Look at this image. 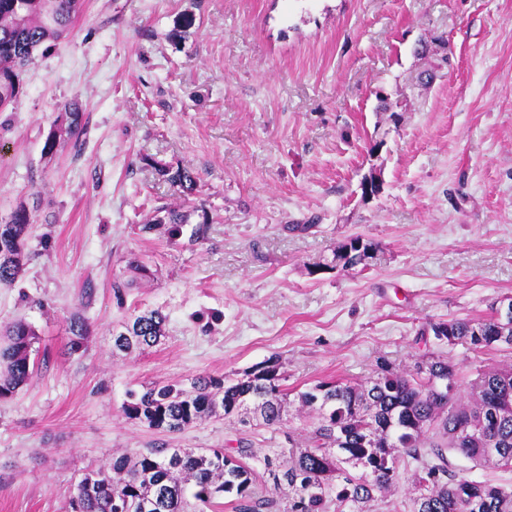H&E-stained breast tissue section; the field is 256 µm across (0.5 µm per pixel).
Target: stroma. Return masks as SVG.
<instances>
[{
  "instance_id": "obj_1",
  "label": "stroma",
  "mask_w": 512,
  "mask_h": 512,
  "mask_svg": "<svg viewBox=\"0 0 512 512\" xmlns=\"http://www.w3.org/2000/svg\"><path fill=\"white\" fill-rule=\"evenodd\" d=\"M183 13L195 25L179 38ZM74 98L81 149L44 157ZM160 166L193 169L196 193ZM21 205L36 222L0 325L28 322L37 355L0 401V512H66L86 471L151 446L245 441L263 472L303 430L295 410L278 427L212 416L168 433L125 415L129 391L274 356L293 393L360 383L378 357L425 360L424 325L512 296V0H83L0 112V218ZM162 205L189 216L177 238L142 230ZM357 236L367 267L335 268ZM134 260L148 276L130 288ZM151 309L160 343L114 353L113 333ZM75 314L90 334L72 354Z\"/></svg>"
}]
</instances>
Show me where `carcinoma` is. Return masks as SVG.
I'll return each instance as SVG.
<instances>
[{"mask_svg": "<svg viewBox=\"0 0 512 512\" xmlns=\"http://www.w3.org/2000/svg\"><path fill=\"white\" fill-rule=\"evenodd\" d=\"M82 0H0V112L19 92L18 71L45 42L66 34ZM81 106L66 103L47 134L43 152L51 155L65 137L83 140ZM158 173L185 196L199 178L192 169L160 168ZM34 223L20 207L0 222V284L12 286L24 274L25 239ZM187 223L178 207L162 206L143 225L150 232L168 225L172 238ZM371 245L338 246L334 259L354 269L367 265ZM166 316L158 309L133 315L113 335V348L128 352L155 346ZM89 327L80 316L70 323V350L84 347ZM420 339L472 350L512 348V314L452 318L419 330ZM36 333L18 320L5 326L0 346V400L26 383ZM279 359L272 357L240 378L202 376L190 387L151 383L124 406L128 418L150 428L181 432L198 420L223 413L250 423L278 426L289 403ZM311 417L301 447L265 458L267 477L259 479L240 442L236 453L213 449L145 448L112 459L108 469L90 470L77 482L68 512H205L231 497L235 512H374L378 496L400 481L414 491L413 512H512V490L457 472L448 456L476 466L512 468V365L472 368L451 354H431L411 370H399L380 357L364 384L319 381L295 396ZM414 469L402 472L400 459Z\"/></svg>", "mask_w": 512, "mask_h": 512, "instance_id": "1", "label": "carcinoma"}]
</instances>
